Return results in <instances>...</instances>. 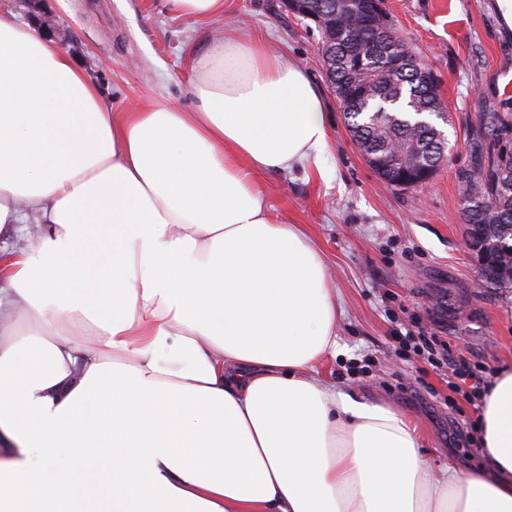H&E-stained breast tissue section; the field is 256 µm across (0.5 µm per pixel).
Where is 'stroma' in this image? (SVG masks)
Returning a JSON list of instances; mask_svg holds the SVG:
<instances>
[{
    "mask_svg": "<svg viewBox=\"0 0 512 512\" xmlns=\"http://www.w3.org/2000/svg\"><path fill=\"white\" fill-rule=\"evenodd\" d=\"M491 0H385L399 36L433 71L450 113V162L426 185L395 188L368 166L354 143L318 51L320 33L283 0H228L223 19L180 16L166 0H0L22 26L52 18L55 42L101 87L105 103L127 112L154 100L187 110L189 56L225 27L264 37L325 89L331 114L323 163L261 181L285 223L305 225L336 283L341 311L334 356L317 371L337 391L383 402L424 429L434 466L482 464L464 435L476 420L466 396L413 353L393 349L395 330L442 331L470 362L512 365V292L479 288L480 261L466 244L455 174L469 166L480 119L512 97V38L500 34Z\"/></svg>",
    "mask_w": 512,
    "mask_h": 512,
    "instance_id": "35a3bbf8",
    "label": "stroma"
}]
</instances>
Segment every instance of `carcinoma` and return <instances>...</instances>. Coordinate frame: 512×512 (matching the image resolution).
<instances>
[{"label":"carcinoma","instance_id":"1","mask_svg":"<svg viewBox=\"0 0 512 512\" xmlns=\"http://www.w3.org/2000/svg\"><path fill=\"white\" fill-rule=\"evenodd\" d=\"M321 33L319 51L349 132L385 183L406 188L428 183L448 161L438 123L418 115L443 111L437 81L417 76L420 58L395 33L388 13L343 0H303ZM490 143L456 174L460 216L502 243L492 288L512 289V106L483 117Z\"/></svg>","mask_w":512,"mask_h":512}]
</instances>
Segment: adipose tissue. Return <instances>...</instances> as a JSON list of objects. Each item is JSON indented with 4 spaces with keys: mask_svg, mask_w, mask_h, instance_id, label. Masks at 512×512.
Instances as JSON below:
<instances>
[{
    "mask_svg": "<svg viewBox=\"0 0 512 512\" xmlns=\"http://www.w3.org/2000/svg\"><path fill=\"white\" fill-rule=\"evenodd\" d=\"M190 71L115 112L0 14V512H512V368L472 471L317 375L336 288L259 177L321 165L319 84L235 28Z\"/></svg>",
    "mask_w": 512,
    "mask_h": 512,
    "instance_id": "ef3b65f1",
    "label": "adipose tissue"
}]
</instances>
